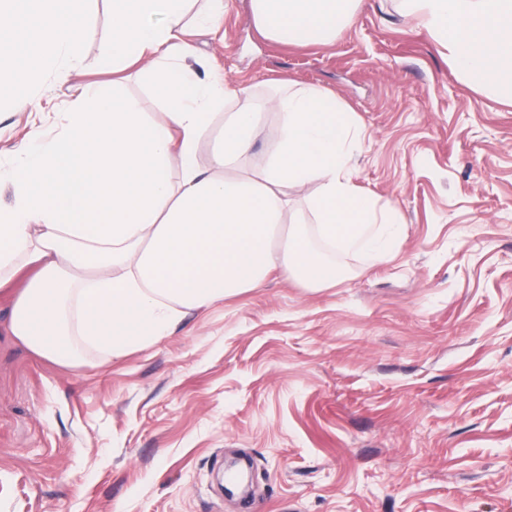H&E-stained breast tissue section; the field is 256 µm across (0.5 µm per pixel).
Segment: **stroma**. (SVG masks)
Instances as JSON below:
<instances>
[{"instance_id": "1", "label": "stroma", "mask_w": 512, "mask_h": 512, "mask_svg": "<svg viewBox=\"0 0 512 512\" xmlns=\"http://www.w3.org/2000/svg\"><path fill=\"white\" fill-rule=\"evenodd\" d=\"M98 0L68 81L45 70L31 107L0 108V166L61 126L70 89L105 66ZM201 67L242 94L326 89L367 138L355 182L393 209L397 251L340 252L336 283H262L187 311L116 358L76 364L12 336L28 276L0 291V512H512V101L463 76L400 0H361L326 45L257 30L227 0ZM282 116L266 108L245 160L261 170Z\"/></svg>"}]
</instances>
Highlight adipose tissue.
<instances>
[{"instance_id":"ef3b65f1","label":"adipose tissue","mask_w":512,"mask_h":512,"mask_svg":"<svg viewBox=\"0 0 512 512\" xmlns=\"http://www.w3.org/2000/svg\"><path fill=\"white\" fill-rule=\"evenodd\" d=\"M96 0H0V100H31L39 68L68 76ZM360 0H251L255 25L283 44H329ZM113 71L140 65L162 110L143 112L120 89L74 87L51 136L32 131L18 166L0 169L13 201L0 206V288L27 267L11 331L69 366L72 336L113 356L158 341L186 310L257 287L271 268L313 285L335 274L288 218V184L318 182L309 205L327 245L381 254L400 239L389 208L357 187L351 165L366 133L313 85L275 101L280 137L265 167L240 172L263 102L186 64L200 33H217L224 0H109ZM441 41L456 69L512 100V0H403ZM224 130L209 166L197 157L214 111Z\"/></svg>"}]
</instances>
